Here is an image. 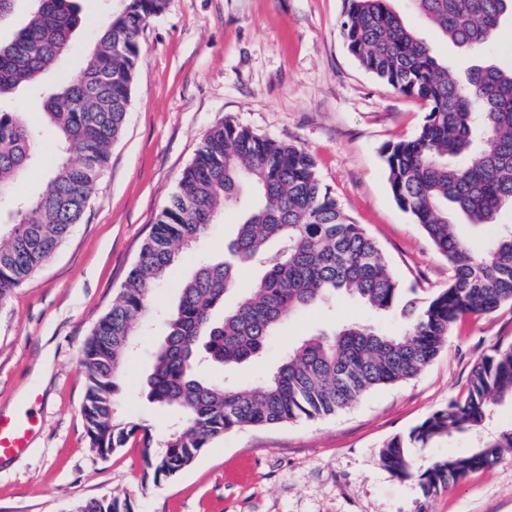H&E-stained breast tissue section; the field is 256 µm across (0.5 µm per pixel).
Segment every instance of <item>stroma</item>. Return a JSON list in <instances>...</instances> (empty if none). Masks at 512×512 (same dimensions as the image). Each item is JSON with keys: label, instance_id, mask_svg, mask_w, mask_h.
Listing matches in <instances>:
<instances>
[{"label": "stroma", "instance_id": "1", "mask_svg": "<svg viewBox=\"0 0 512 512\" xmlns=\"http://www.w3.org/2000/svg\"><path fill=\"white\" fill-rule=\"evenodd\" d=\"M82 18L70 53L40 86L16 91L0 108L43 129L40 87L63 86L84 64L112 0H75ZM390 6L449 73L463 79L490 62L512 68V19L494 43L470 53L447 41L412 0ZM342 0H169L142 35L129 112L80 224L46 265L0 305V411L33 402L39 430L22 455L0 461V512H67L79 500L119 496L132 512H512V454L461 483L425 495L417 478H399L379 450L408 434L466 391L473 365L512 343V303L459 321L439 355L417 377L375 389L336 415L225 433L185 470L161 484L144 477L135 444L100 457L81 413L80 367L92 329L117 297L152 224L174 193L204 135L231 120L298 145L322 182L379 244L391 273L420 299L446 288L447 261L394 200L382 149L416 135L421 104L365 71L340 34ZM239 209L226 207L206 240L183 252L153 293L138 342L123 367L118 416L165 430L166 413L143 394L147 355L164 332L161 314L201 259L223 253ZM365 322L397 332V314L377 315L337 296L290 317L259 359L224 372L258 386L299 340L337 323ZM51 357L45 383L33 377ZM484 430L456 432L416 456L417 466L469 455Z\"/></svg>", "mask_w": 512, "mask_h": 512}]
</instances>
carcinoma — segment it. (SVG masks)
<instances>
[{
    "mask_svg": "<svg viewBox=\"0 0 512 512\" xmlns=\"http://www.w3.org/2000/svg\"><path fill=\"white\" fill-rule=\"evenodd\" d=\"M24 26L0 41V98L36 81L71 49L81 23L72 0H36ZM83 67L42 97L59 163L37 193L20 191L41 150V134L22 113L0 111V303L49 261L81 223L124 128L141 55L140 35L168 0H117ZM344 0L341 35L358 63L383 84L425 107L409 140L384 148L388 183L452 271L448 287L420 302L390 273L376 241L345 213L318 177L312 156L230 120L210 129L159 214L117 299L99 320L81 357L87 378L82 416L90 444L105 458L129 442L142 448L145 477L156 485L191 465L224 433L314 419L349 408L368 392L419 375L439 354L454 324L512 302V227L481 251L453 219L495 224L512 208V69L474 66L462 82L389 6ZM454 45L490 44L512 0H412ZM78 153L72 160L70 154ZM246 200L228 243L230 258L205 260L166 313V334L151 350L148 399L174 414L163 434L121 420L115 396L152 292L180 252L202 241L224 205ZM260 270L237 303L224 307L240 275ZM346 293L375 314L399 312L398 334L371 324L338 325L302 339L264 382L232 387L211 372L259 358L293 314ZM512 402V344L473 368L467 393L380 449L384 468L416 477L436 494L512 451V426L482 440L466 457L415 468L412 449L478 429L493 406ZM70 512H131L126 500L90 498Z\"/></svg>",
    "mask_w": 512,
    "mask_h": 512,
    "instance_id": "carcinoma-1",
    "label": "carcinoma"
}]
</instances>
